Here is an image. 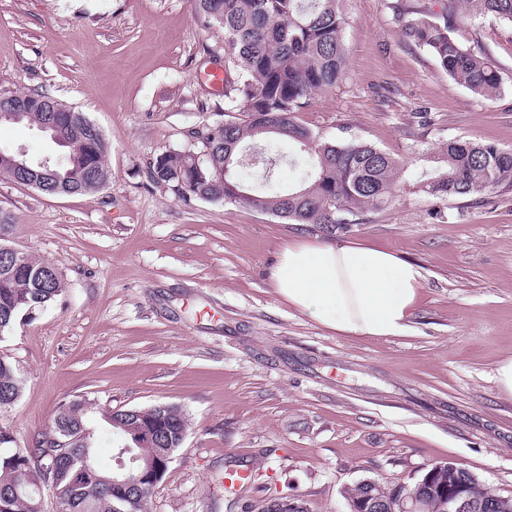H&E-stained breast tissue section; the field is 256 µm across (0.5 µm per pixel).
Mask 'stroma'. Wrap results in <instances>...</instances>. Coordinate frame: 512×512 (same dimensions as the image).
<instances>
[{"label": "stroma", "mask_w": 512, "mask_h": 512, "mask_svg": "<svg viewBox=\"0 0 512 512\" xmlns=\"http://www.w3.org/2000/svg\"><path fill=\"white\" fill-rule=\"evenodd\" d=\"M395 4L341 0L347 75L297 115L325 140L369 142L402 163L399 200L335 239L417 262L418 308L404 335L358 338L289 306L270 280L285 242L324 233L148 176L153 158L196 150L189 130L225 119L209 79L224 32L193 0H0V96L44 91L85 113L109 169L87 195L0 176V244L53 264L65 285L0 337L23 380L0 407L16 446L50 436L59 404L79 397L106 467L101 408L171 404L188 431L148 512H258L272 495L349 512L346 488L410 487L439 461L512 498V397L495 380L512 356V190L444 205L415 189L448 140L512 149V25L457 32L503 77L484 100L403 35ZM1 147L60 154L25 122L0 124ZM247 467L257 481L233 499L224 471Z\"/></svg>", "instance_id": "35a3bbf8"}]
</instances>
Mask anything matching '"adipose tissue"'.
Instances as JSON below:
<instances>
[{
    "mask_svg": "<svg viewBox=\"0 0 512 512\" xmlns=\"http://www.w3.org/2000/svg\"><path fill=\"white\" fill-rule=\"evenodd\" d=\"M277 293L322 325L343 334H405L424 279L420 265L357 243L295 240L270 273Z\"/></svg>",
    "mask_w": 512,
    "mask_h": 512,
    "instance_id": "1",
    "label": "adipose tissue"
}]
</instances>
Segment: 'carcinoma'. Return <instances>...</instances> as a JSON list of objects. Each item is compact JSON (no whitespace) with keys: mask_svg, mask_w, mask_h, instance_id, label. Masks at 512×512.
<instances>
[{"mask_svg":"<svg viewBox=\"0 0 512 512\" xmlns=\"http://www.w3.org/2000/svg\"><path fill=\"white\" fill-rule=\"evenodd\" d=\"M395 9L406 37L433 56L449 78L479 98L491 99L500 92V71L455 32L479 17L512 23V0H451L440 19L424 5L401 2ZM195 10L206 25L224 30L225 111L240 112L244 119L193 131L200 144L197 153L170 152L149 161L153 184L209 202L244 205L287 224H308L329 234L396 201L399 160L364 141H325L295 120V113L308 105L312 95L335 87L345 77L340 0H195ZM92 126L84 113L76 111L58 124L59 135L74 140L77 148L57 160L59 177L48 178L47 194L93 192L85 186L87 168L106 169L108 145L105 138L90 136ZM261 138L288 139L307 154L309 169L294 188L262 191L236 178L243 154ZM431 162L433 169L422 173L419 188L441 203L512 188V150L450 140ZM17 261L15 274H0V336L20 313L48 307L63 290L60 278H40L49 263L24 252ZM21 391L14 365L0 357V406L12 403ZM101 418L120 437L119 448L133 444L123 429L132 415L109 410ZM137 419L158 439V446L151 449L154 471L131 485L114 486L107 482L112 468L97 463L91 470L83 467L81 450L87 443L89 452H94L96 440V431L87 423L86 401H62L53 436L41 443L50 450L41 463L33 462L32 448L0 452V512H44L41 490L47 487L57 491L61 512H144L156 472H167L173 452L187 434L188 418L182 408L173 406L162 412L141 409ZM470 476L453 464L442 477L443 485L467 480L474 499L490 496V487ZM367 488L381 509H387L394 489L375 481L347 488V501L362 497Z\"/></svg>","mask_w":512,"mask_h":512,"instance_id":"1","label":"carcinoma"}]
</instances>
